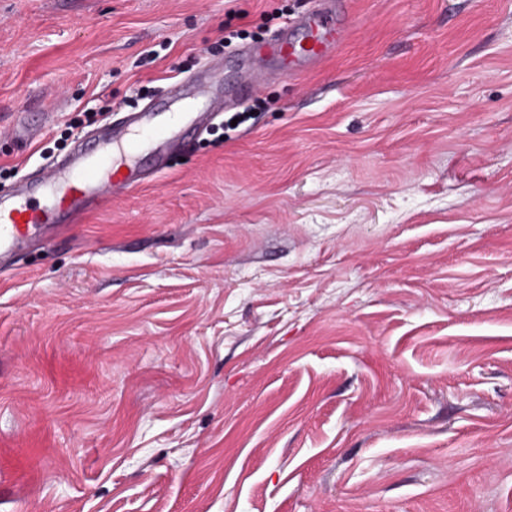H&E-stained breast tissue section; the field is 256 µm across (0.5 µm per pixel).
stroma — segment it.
Returning <instances> with one entry per match:
<instances>
[{"instance_id": "35a3bbf8", "label": "stroma", "mask_w": 512, "mask_h": 512, "mask_svg": "<svg viewBox=\"0 0 512 512\" xmlns=\"http://www.w3.org/2000/svg\"><path fill=\"white\" fill-rule=\"evenodd\" d=\"M312 6L0 0V190ZM348 8L0 282V512H512V0Z\"/></svg>"}]
</instances>
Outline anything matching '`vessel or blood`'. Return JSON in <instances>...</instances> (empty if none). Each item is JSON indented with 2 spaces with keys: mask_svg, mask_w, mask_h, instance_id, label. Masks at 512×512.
Listing matches in <instances>:
<instances>
[{
  "mask_svg": "<svg viewBox=\"0 0 512 512\" xmlns=\"http://www.w3.org/2000/svg\"><path fill=\"white\" fill-rule=\"evenodd\" d=\"M350 14L337 0H316L310 12L285 25L280 36L262 53L253 55L234 92L252 97L262 82L274 76H293L320 64L345 37ZM224 65L205 63L190 84L174 83L165 106H151L125 123L108 125L61 164L45 169L40 178L0 191V272L6 261L24 252L33 232L43 224H78L119 191L144 183V154L150 167L160 169L167 151L185 147L196 129L221 101Z\"/></svg>",
  "mask_w": 512,
  "mask_h": 512,
  "instance_id": "obj_1",
  "label": "vessel or blood"
}]
</instances>
